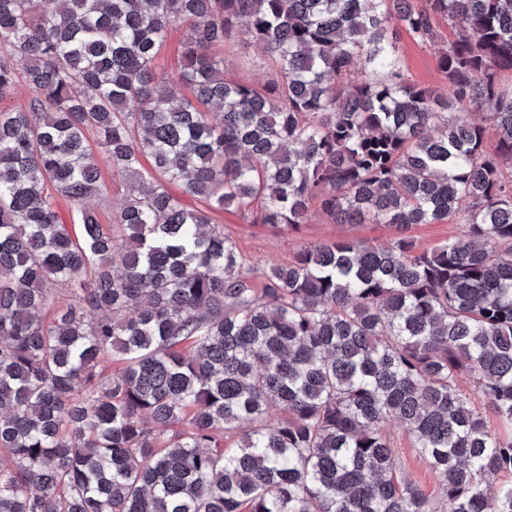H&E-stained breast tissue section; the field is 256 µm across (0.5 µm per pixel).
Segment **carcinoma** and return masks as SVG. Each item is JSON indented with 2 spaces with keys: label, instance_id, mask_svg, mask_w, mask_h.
I'll use <instances>...</instances> for the list:
<instances>
[{
  "label": "carcinoma",
  "instance_id": "obj_1",
  "mask_svg": "<svg viewBox=\"0 0 512 512\" xmlns=\"http://www.w3.org/2000/svg\"><path fill=\"white\" fill-rule=\"evenodd\" d=\"M441 22L438 92L396 43ZM241 42L264 84L224 75ZM509 70L512 0H0V512H512L484 486L512 436L475 405L512 428ZM220 211L399 234L258 268ZM437 223L464 234L405 235ZM185 37L183 29L175 30L171 34L168 43L163 47L156 59V69L159 74H169L177 63V53L180 44ZM101 180L103 182V192L99 199L94 201V205L103 220L108 221L112 217V212L117 211L122 205L126 189L119 179H112L110 171L101 167ZM463 226L460 224H417L406 233L418 247L432 248L461 236ZM385 430L396 450L397 472L426 495L438 499L441 495L439 478L413 447L412 436L406 426L394 420L386 425Z\"/></svg>",
  "mask_w": 512,
  "mask_h": 512
}]
</instances>
